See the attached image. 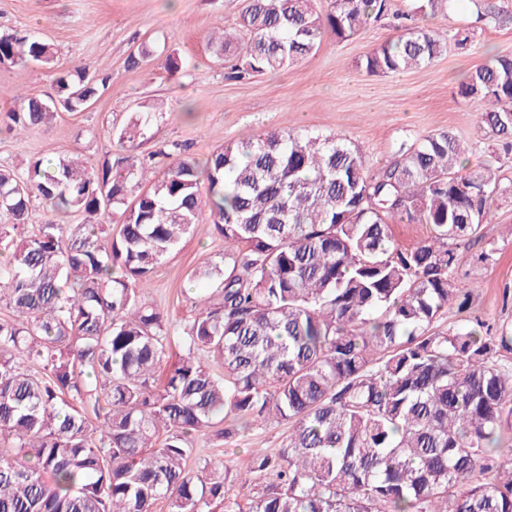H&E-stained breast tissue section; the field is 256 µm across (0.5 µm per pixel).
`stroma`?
I'll return each mask as SVG.
<instances>
[{
	"instance_id": "stroma-1",
	"label": "stroma",
	"mask_w": 512,
	"mask_h": 512,
	"mask_svg": "<svg viewBox=\"0 0 512 512\" xmlns=\"http://www.w3.org/2000/svg\"><path fill=\"white\" fill-rule=\"evenodd\" d=\"M242 7L243 0H0V33H31L55 52L51 67L0 66V88L8 90L0 95V113L14 108V90L54 96L57 76L74 65L111 78L84 111L59 113L50 126L21 136L0 129V164L21 170L29 161L48 163L74 152L91 165L101 164L120 151L113 127L140 111L156 118L137 152L153 157L159 168L166 164L159 150L174 144L202 160L224 141L289 130L345 137L360 147L367 168L375 172L394 159L401 144L450 131L471 146L467 167L498 162L507 192L493 201L482 241L458 242L459 286L471 292V305L444 314L437 327L445 331L479 319L494 330H512V151L481 138L480 101L458 93L465 74L489 55H512V25L477 30L470 45L449 47L429 66L372 76L361 69V60L402 34L381 21L346 41L327 35L298 66L236 80L210 52L208 37L236 27ZM144 45L158 53L177 49L182 70L169 73L154 60L129 67V55ZM487 249L494 250V261H477ZM223 250V240L200 224L142 288L143 298L167 316L171 330H179L191 315L202 289L190 280L191 270L205 255ZM287 434L283 422L251 426L230 440L211 428L196 435L187 465L195 470L206 460L224 458L243 468L254 454L279 447Z\"/></svg>"
}]
</instances>
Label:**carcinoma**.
Wrapping results in <instances>:
<instances>
[{
	"instance_id": "1",
	"label": "carcinoma",
	"mask_w": 512,
	"mask_h": 512,
	"mask_svg": "<svg viewBox=\"0 0 512 512\" xmlns=\"http://www.w3.org/2000/svg\"><path fill=\"white\" fill-rule=\"evenodd\" d=\"M418 2L409 12L330 0L323 13L314 0H244L239 28L209 45L246 79L302 62L328 33L423 20L453 0ZM471 2L475 22L512 23L492 0ZM474 36L414 25L363 67H426ZM0 60L47 65L54 51L1 33ZM158 60L182 67L175 49ZM109 81L75 65L56 97H23L0 123L27 131L82 112ZM460 92L483 103L482 136L512 142L511 55L476 66ZM152 120L134 113L115 132L123 152L97 167L70 155L0 166V512H156L163 501L173 512H512V442L501 445L512 366L499 360L512 337L434 330L467 304L454 242L482 240L507 191L497 166L464 171V146L441 131L371 175L345 138L269 131L224 143L202 166L163 149L171 162L152 178L136 154ZM34 201L51 218L31 230ZM205 209L224 253L192 277L218 294L199 298L158 384L169 324L141 288ZM75 212L88 222L55 220ZM395 217L428 236L397 244ZM240 420L286 422L288 436L244 471L228 460L186 469L193 433L225 421L219 436L232 439Z\"/></svg>"
}]
</instances>
